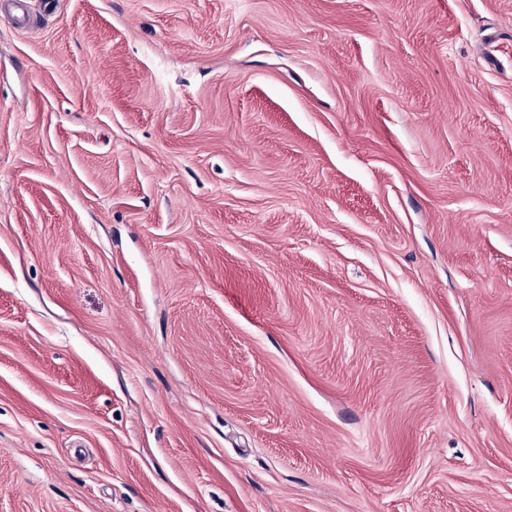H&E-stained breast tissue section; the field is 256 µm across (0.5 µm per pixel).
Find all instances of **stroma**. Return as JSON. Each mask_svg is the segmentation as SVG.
I'll use <instances>...</instances> for the list:
<instances>
[{"mask_svg": "<svg viewBox=\"0 0 512 512\" xmlns=\"http://www.w3.org/2000/svg\"><path fill=\"white\" fill-rule=\"evenodd\" d=\"M0 0V512H512V0Z\"/></svg>", "mask_w": 512, "mask_h": 512, "instance_id": "stroma-1", "label": "stroma"}]
</instances>
